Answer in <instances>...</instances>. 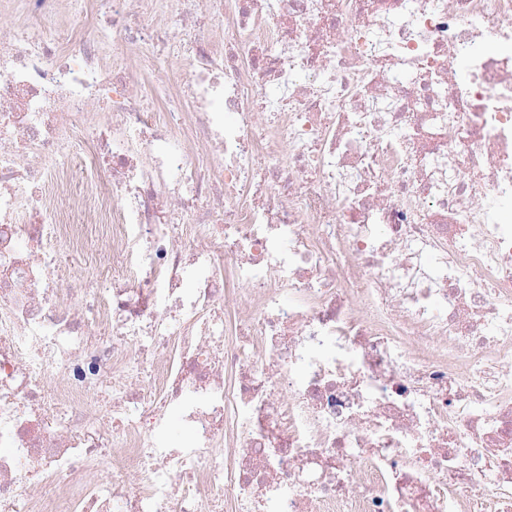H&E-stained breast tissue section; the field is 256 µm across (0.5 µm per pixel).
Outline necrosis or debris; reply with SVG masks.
<instances>
[{"label":"necrosis or debris","instance_id":"obj_1","mask_svg":"<svg viewBox=\"0 0 512 512\" xmlns=\"http://www.w3.org/2000/svg\"><path fill=\"white\" fill-rule=\"evenodd\" d=\"M59 2L0 27V512H512V0Z\"/></svg>","mask_w":512,"mask_h":512}]
</instances>
